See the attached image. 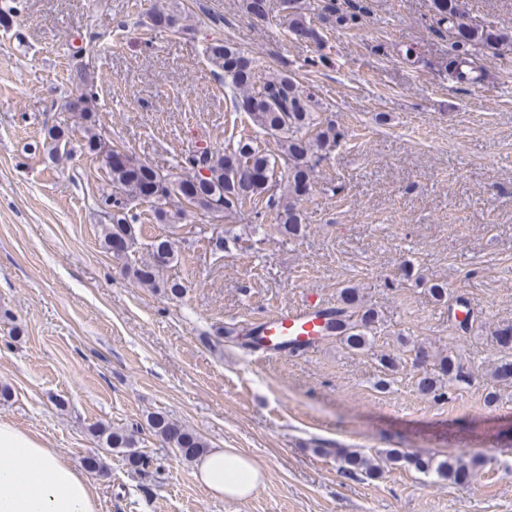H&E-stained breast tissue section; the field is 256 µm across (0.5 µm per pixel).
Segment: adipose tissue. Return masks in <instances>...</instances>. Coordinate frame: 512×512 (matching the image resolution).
Here are the masks:
<instances>
[{"mask_svg":"<svg viewBox=\"0 0 512 512\" xmlns=\"http://www.w3.org/2000/svg\"><path fill=\"white\" fill-rule=\"evenodd\" d=\"M195 476L217 498H249L264 482L263 469L233 448L199 457ZM86 478L35 436L0 421V512H97Z\"/></svg>","mask_w":512,"mask_h":512,"instance_id":"ef3b65f1","label":"adipose tissue"}]
</instances>
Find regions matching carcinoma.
<instances>
[{
	"mask_svg": "<svg viewBox=\"0 0 512 512\" xmlns=\"http://www.w3.org/2000/svg\"><path fill=\"white\" fill-rule=\"evenodd\" d=\"M432 30L446 32L451 37L446 71L448 77L461 84H476L484 77L480 53L512 46V33L492 24L467 22L464 0H431ZM240 9L249 17L263 20L268 16L266 0H240ZM370 9L366 0H319L313 7L306 0H282L279 23L289 33L321 41L318 31L324 27L337 32L359 27ZM154 28L184 30L177 7L156 11L151 17ZM207 59L216 72L224 73L234 109L249 114L254 125L277 140L278 152L260 149L250 135H242L221 150L204 148L182 161L183 174L174 178L162 169L141 161L112 142L103 131L95 111V98L89 93L65 100L62 110L71 114L81 133V148L106 170L111 193L103 198L112 208L108 223L101 225L104 248L117 260L125 262L126 273L145 288L159 286L160 272L177 257L176 241L169 236L155 238L150 244L148 259L130 262L137 251L136 224L140 214L137 205L150 204L159 224H178L186 209L201 210L209 215L221 213L226 217L259 216L262 210L276 213L275 230L286 238H297L302 232L303 204L312 196V185L318 168L330 157L345 134L331 120L321 118V105L313 94L303 89L292 76L283 72L264 74L257 60L241 54L234 44L215 39L206 47ZM65 123L54 125L43 135L42 151L52 161L67 160L72 154ZM123 153L122 160L112 161V154ZM375 312L363 306L358 289L341 290L332 323L336 337L354 351L373 344L372 326ZM497 382L512 384V358L498 359L491 372ZM472 373L449 356L435 360V374L417 381L418 391L435 400L449 399V389L468 386ZM152 431L164 442L178 450L186 461L202 454L207 443L196 432L161 414L148 417ZM98 442L105 448H125L129 464L140 469L147 459L134 451L135 435L128 430L98 425ZM322 455L332 456L341 468L356 476L377 479L383 469L371 458L350 448H319ZM391 465L411 467L428 476L465 486L481 466L477 457L470 459L453 451L438 458L410 454L396 448L384 452Z\"/></svg>",
	"mask_w": 512,
	"mask_h": 512,
	"instance_id": "cac0c4a2",
	"label": "carcinoma"
}]
</instances>
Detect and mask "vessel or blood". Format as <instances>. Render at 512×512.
I'll return each instance as SVG.
<instances>
[{
	"mask_svg": "<svg viewBox=\"0 0 512 512\" xmlns=\"http://www.w3.org/2000/svg\"><path fill=\"white\" fill-rule=\"evenodd\" d=\"M332 303L309 295L297 305L282 306L246 326L254 337L252 353L261 359L284 358L314 350L328 335Z\"/></svg>",
	"mask_w": 512,
	"mask_h": 512,
	"instance_id": "obj_1",
	"label": "vessel or blood"
}]
</instances>
